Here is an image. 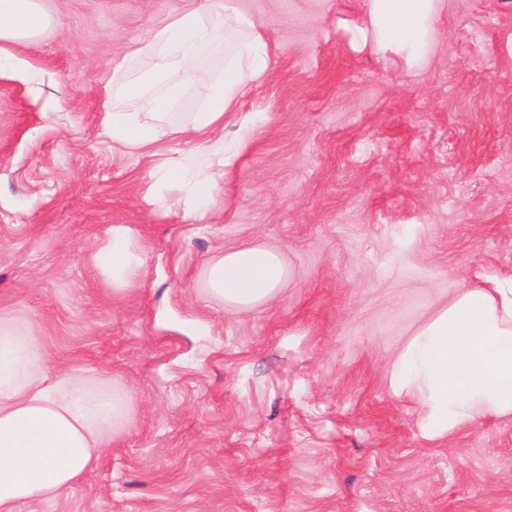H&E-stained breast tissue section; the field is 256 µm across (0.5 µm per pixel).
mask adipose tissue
<instances>
[{
    "label": "adipose tissue",
    "instance_id": "adipose-tissue-1",
    "mask_svg": "<svg viewBox=\"0 0 512 512\" xmlns=\"http://www.w3.org/2000/svg\"><path fill=\"white\" fill-rule=\"evenodd\" d=\"M440 2L368 0L365 34L375 48L417 57ZM56 23L43 0H0V67ZM228 37L235 49L223 72L200 81V64ZM144 58L150 66L142 71L138 64ZM271 67L268 42L238 0H211L208 9L185 11L156 28L114 66L121 93L135 109L113 110L108 133L129 152L153 146L160 122L190 92L200 108L190 122L176 125V133L217 131ZM160 175L187 187L194 202L188 219H205L216 192L209 178L191 174L176 157L164 163ZM98 261L119 287L134 283L143 265L122 226L113 228L112 244L100 250ZM289 276L278 251L241 247L206 261L200 287L225 309L247 312L275 301ZM392 375L397 389L421 405L436 435L490 416L512 417V280L458 294L416 330ZM131 410L130 390L114 380L81 372L48 379L34 329L0 313V512H16L22 503L72 487L95 466L99 448L127 428Z\"/></svg>",
    "mask_w": 512,
    "mask_h": 512
}]
</instances>
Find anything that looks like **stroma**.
I'll return each mask as SVG.
<instances>
[{
  "mask_svg": "<svg viewBox=\"0 0 512 512\" xmlns=\"http://www.w3.org/2000/svg\"><path fill=\"white\" fill-rule=\"evenodd\" d=\"M206 2L48 0L0 73V311L49 376L133 393L97 465L18 512H512V418L437 437L390 385L422 324L512 277V0H443L413 64L364 43L367 0H238L275 65L223 131L114 147V64ZM171 157L215 181L206 223ZM120 225L127 288L96 261ZM255 243L292 271L279 298L208 301L203 263Z\"/></svg>",
  "mask_w": 512,
  "mask_h": 512,
  "instance_id": "stroma-1",
  "label": "stroma"
}]
</instances>
